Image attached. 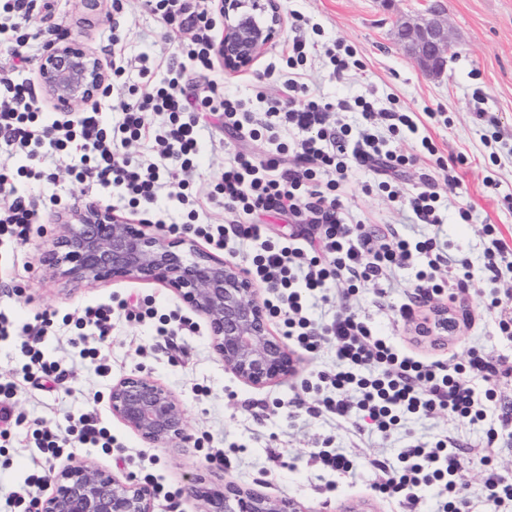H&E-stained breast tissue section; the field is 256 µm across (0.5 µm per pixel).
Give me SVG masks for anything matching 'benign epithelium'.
<instances>
[{
    "mask_svg": "<svg viewBox=\"0 0 512 512\" xmlns=\"http://www.w3.org/2000/svg\"><path fill=\"white\" fill-rule=\"evenodd\" d=\"M399 24L398 38L419 67L439 77L451 39L437 4ZM224 31L215 46L224 72L250 69L283 24L279 0H217ZM38 76L54 108L68 112L95 98L109 74L92 52L67 39L49 45ZM63 231L42 257L52 275L70 284L109 280L157 283L171 289L209 327L224 369L243 383L262 388L293 376L298 359L271 327L257 287L234 263L198 248L190 238L147 233L108 209L75 208L59 216ZM112 416L151 446L187 438L177 397L149 376L132 373L112 384ZM52 493L38 501L39 512H153L155 490L131 476L123 479L85 461L54 472ZM188 490L201 512H310L288 498H272L235 484L207 486L196 478Z\"/></svg>",
    "mask_w": 512,
    "mask_h": 512,
    "instance_id": "obj_1",
    "label": "benign epithelium"
}]
</instances>
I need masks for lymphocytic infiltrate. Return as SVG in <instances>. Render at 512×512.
<instances>
[{
  "mask_svg": "<svg viewBox=\"0 0 512 512\" xmlns=\"http://www.w3.org/2000/svg\"><path fill=\"white\" fill-rule=\"evenodd\" d=\"M146 5L161 19L173 50L163 59L147 54L129 58L122 35L113 33V77L132 68L141 79L113 103L115 123H105L95 106L73 116L43 118L30 84L0 79V152L20 161L18 167L0 168V195L11 198L0 208V241L22 243L38 223L37 200L19 194L15 182L43 180L39 161L48 152L63 156L79 150L68 166L71 176L118 190L132 207L155 203L167 175L181 173L174 197L188 204V177L200 151L197 115L221 117L225 129L264 140L267 149L260 159L244 150L229 152L213 194L233 219L226 225H197L195 233L238 260L255 282L271 288L274 298L268 308L281 316L285 336L294 338L299 348L312 352L334 347L335 368L318 371L305 385L318 394L323 412L351 424L360 435L398 434V448L370 461L373 490L385 498L400 496L407 512H420L428 490L435 493L434 512H467V501L456 494L466 449L445 435L416 439L407 427L409 420L446 414L483 435L477 459L488 512H512V478L502 475L492 458L499 434L512 433V408L497 403V389L512 381V367L474 349L445 362L403 353L374 322L332 293L340 282L350 295L365 288L380 291L396 271H409L418 301L393 311L394 320L407 324L415 320L419 303L443 297L456 304L480 282L498 335L512 339V305L503 303L496 288L503 264L512 260V246L500 237L497 225H484L483 259L476 267L469 257L450 255L438 232L451 218L460 224L473 221L472 208L461 206L452 213L446 202L447 196L464 190L456 172L464 157L446 162L428 136L422 137L420 151H405L403 144L418 125L402 109L380 106L363 95L334 104L314 96L306 82L311 44L302 27L280 51L287 68L280 97L269 99L260 91L251 101L224 96L209 77L216 40L211 0H146ZM159 71L165 74L160 82L154 79ZM335 110L354 113V121L328 124V114ZM155 117L162 120L156 136L158 160L131 158L128 147L147 137ZM421 162L426 165L421 185L407 187L402 173ZM361 173L370 176L363 192L386 193L397 209L435 227V234L410 237L391 224L380 230L353 221L347 189ZM441 183L447 193L438 191ZM254 213H288L315 225L316 231L274 243L265 238L262 225L248 222ZM326 306L333 310L331 317L317 318L316 310ZM113 313L110 305L89 307L76 322L79 357L97 361L103 375L110 368L99 356L111 336ZM52 324L51 313H41L30 328L36 343L21 344L22 379L49 385L60 381L58 362L46 359L38 345ZM71 441L108 448L113 439L89 412L70 418L65 432L35 433V448L45 461Z\"/></svg>",
  "mask_w": 512,
  "mask_h": 512,
  "instance_id": "f902f5d3",
  "label": "lymphocytic infiltrate"
}]
</instances>
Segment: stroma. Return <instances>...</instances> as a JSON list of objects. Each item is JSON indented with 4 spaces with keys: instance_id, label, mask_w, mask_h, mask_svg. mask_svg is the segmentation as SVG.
Returning a JSON list of instances; mask_svg holds the SVG:
<instances>
[{
    "instance_id": "1",
    "label": "stroma",
    "mask_w": 512,
    "mask_h": 512,
    "mask_svg": "<svg viewBox=\"0 0 512 512\" xmlns=\"http://www.w3.org/2000/svg\"><path fill=\"white\" fill-rule=\"evenodd\" d=\"M51 18L35 14L29 24L30 39L24 47L30 62L18 76L38 85V65L52 34L66 33L110 64L104 48L112 39L113 26H120L128 56H161L172 48L163 38V26L149 12L143 0H126L120 19L112 17V0H49ZM284 17L281 34L263 52L251 69L226 73L217 70L220 91L240 97H254L256 89L270 96L282 87L283 62L280 48L293 36L298 19L316 26L318 44L336 40L356 48L362 69L336 81L331 66L322 56H313L307 82L313 94L333 101L369 95L383 106L391 102L413 112L421 134L431 136L443 155H462L466 162L459 174L466 192L449 197V209L459 204L472 206L477 220L471 224H444L442 239L479 261L483 250V222L496 224L512 244V0H439L448 20L452 48L442 77L426 74L408 56L396 33L399 19L415 13L417 0H279ZM201 155L190 182L189 192L200 198V222L223 217L219 202L209 200L224 171L225 148L237 147L263 156V143L241 139L225 131L222 124L207 119L200 133ZM45 180H19L20 190L42 200V221L33 225L25 242L0 243V310L17 326L33 322L43 311L55 312L54 324L43 346L46 359L58 361L64 375L56 390L48 392L38 384L20 382L14 412L22 423L0 447V488L20 486L33 468L30 450L32 433L41 427L61 429L67 414L96 410L115 437L116 449L80 448L73 456L54 459L59 470L71 461H91L118 477L155 482L176 494L168 501L155 497L154 512H199V501L187 491L191 477L209 483L233 482L243 488L275 498H291L312 512H404L400 498H381L371 487L365 466L369 456L398 444L397 437L375 433L352 442L326 414L308 409L287 417L277 409L280 401L303 396L302 382L314 370L333 366L335 354L328 347L314 352L299 351V370L282 382L253 388L226 372L211 347L204 319L193 313L174 292L157 284L111 281L73 287L54 279L43 267L42 257L60 232L59 213L89 203L111 209L135 223L154 226L185 222L186 213L177 200L160 194L152 205L133 209L117 193L92 182L79 183L69 176L58 158L43 164ZM348 206L355 215L375 224H396L407 235L430 234L429 226L398 213L385 196L364 194L354 189ZM407 273L397 274L385 299L373 290L353 297L354 311L371 318L397 345L422 358L444 360L448 356L478 349L512 359V341L497 336L479 293L468 297L469 321L448 345L419 347L410 339L408 328L393 321L381 304L400 303L411 291ZM125 299L145 304L161 314L175 313L188 320L193 329L165 341L157 336L152 320H138L115 313L112 337L104 347L112 367L100 375L95 364L75 357L71 344L78 331L76 319L86 307ZM139 373L151 376L180 401L187 420V441L168 447L143 443L113 417L108 393L113 382ZM349 451L355 460L352 473L336 476L314 466L309 456L326 438ZM223 451V463L209 461L208 453Z\"/></svg>"
}]
</instances>
